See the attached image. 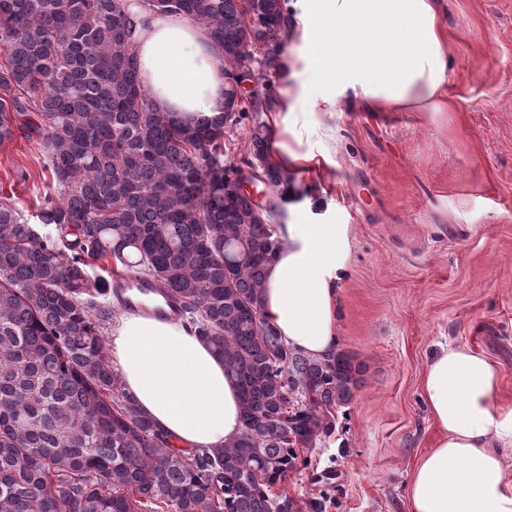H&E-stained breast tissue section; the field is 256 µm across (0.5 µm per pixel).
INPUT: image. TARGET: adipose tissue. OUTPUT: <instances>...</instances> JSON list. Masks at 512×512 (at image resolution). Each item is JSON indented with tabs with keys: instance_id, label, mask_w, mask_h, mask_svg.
I'll return each instance as SVG.
<instances>
[{
	"instance_id": "adipose-tissue-1",
	"label": "adipose tissue",
	"mask_w": 512,
	"mask_h": 512,
	"mask_svg": "<svg viewBox=\"0 0 512 512\" xmlns=\"http://www.w3.org/2000/svg\"><path fill=\"white\" fill-rule=\"evenodd\" d=\"M281 55L279 102L266 116L268 161L292 174L291 189L326 180L329 159L304 145L294 121L305 113L330 128L338 90L381 108L449 111L448 32L439 0H301ZM134 54L154 107L184 120L224 110L230 82L224 50L201 24L179 13L145 11ZM350 36L337 42L336 30ZM262 312L284 343L314 359L335 353L338 282L348 268L345 224L277 225ZM113 363L138 407L180 448H212L242 428L240 392L224 361L189 324L122 315L111 332ZM497 363L465 345H447L425 367L422 387L439 431L409 484L411 512H512V416L496 413Z\"/></svg>"
}]
</instances>
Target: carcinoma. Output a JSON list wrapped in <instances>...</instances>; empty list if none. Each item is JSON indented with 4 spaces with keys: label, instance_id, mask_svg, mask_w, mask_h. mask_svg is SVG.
I'll return each mask as SVG.
<instances>
[{
    "label": "carcinoma",
    "instance_id": "cac0c4a2",
    "mask_svg": "<svg viewBox=\"0 0 512 512\" xmlns=\"http://www.w3.org/2000/svg\"><path fill=\"white\" fill-rule=\"evenodd\" d=\"M157 0L204 25L232 74L275 66L287 0ZM0 145L43 137L53 196L32 224L0 201V512H300L272 489L301 452L331 436L360 368L317 360L266 322L260 296L275 256L266 209L239 192L243 167L274 186L268 134L253 160L224 163V116L157 111L117 0H0ZM255 91L236 122L260 111ZM103 261L135 269L180 308L237 381L240 433L217 448L175 447L112 368L98 301Z\"/></svg>",
    "mask_w": 512,
    "mask_h": 512
}]
</instances>
